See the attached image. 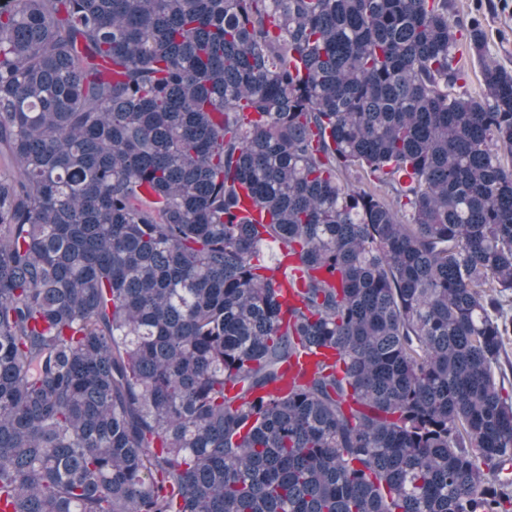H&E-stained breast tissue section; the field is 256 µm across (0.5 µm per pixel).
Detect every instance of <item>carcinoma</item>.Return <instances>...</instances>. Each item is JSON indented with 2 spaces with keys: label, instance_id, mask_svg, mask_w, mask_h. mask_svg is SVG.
<instances>
[{
  "label": "carcinoma",
  "instance_id": "obj_1",
  "mask_svg": "<svg viewBox=\"0 0 512 512\" xmlns=\"http://www.w3.org/2000/svg\"><path fill=\"white\" fill-rule=\"evenodd\" d=\"M457 33L448 0L0 5L14 512H512V70ZM460 64L464 66L468 76L466 83L463 84V87L460 88L459 91L466 92L473 96L480 95L483 87L481 83V66L479 62L476 58L464 54Z\"/></svg>",
  "mask_w": 512,
  "mask_h": 512
}]
</instances>
